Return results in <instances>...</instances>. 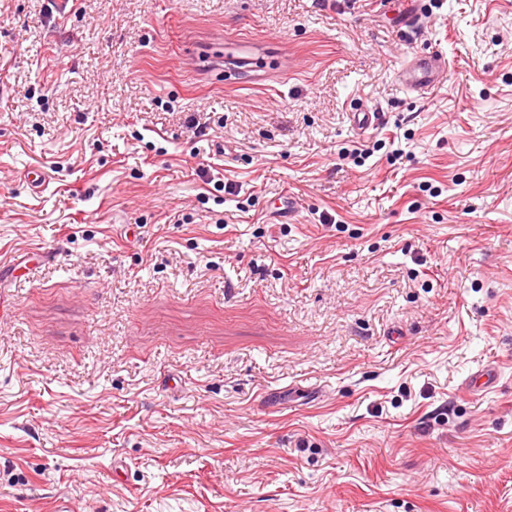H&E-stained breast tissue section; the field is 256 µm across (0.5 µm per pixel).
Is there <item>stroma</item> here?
Listing matches in <instances>:
<instances>
[{"instance_id": "obj_1", "label": "stroma", "mask_w": 512, "mask_h": 512, "mask_svg": "<svg viewBox=\"0 0 512 512\" xmlns=\"http://www.w3.org/2000/svg\"><path fill=\"white\" fill-rule=\"evenodd\" d=\"M405 6L0 0V512H512V0ZM448 66V57L444 53H431L428 58L403 64L397 76L408 91L422 96L433 85L435 75L445 72Z\"/></svg>"}]
</instances>
